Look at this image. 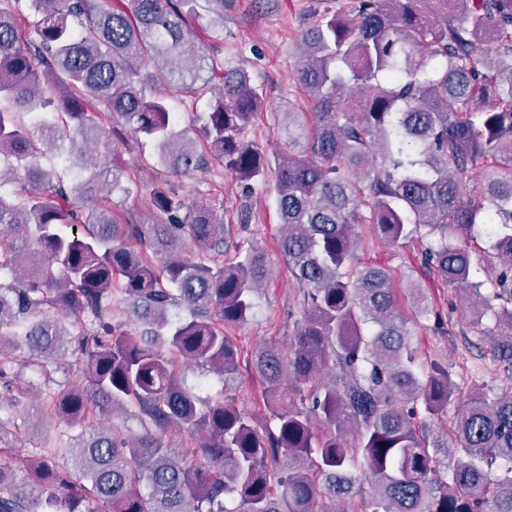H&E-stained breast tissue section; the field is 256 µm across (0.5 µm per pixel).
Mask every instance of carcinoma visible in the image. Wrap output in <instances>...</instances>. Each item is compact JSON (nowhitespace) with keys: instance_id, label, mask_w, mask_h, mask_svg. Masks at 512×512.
Wrapping results in <instances>:
<instances>
[{"instance_id":"carcinoma-1","label":"carcinoma","mask_w":512,"mask_h":512,"mask_svg":"<svg viewBox=\"0 0 512 512\" xmlns=\"http://www.w3.org/2000/svg\"><path fill=\"white\" fill-rule=\"evenodd\" d=\"M20 2L0 0V162H16L0 188L24 183L17 200L0 193V512H340L356 498L353 512H512V0H438L459 12L442 24L427 0L321 15L290 73L309 110L288 113L273 162L242 137L262 96L193 37L224 26V0H204L206 25L198 0H26L28 37ZM205 71L222 79L199 128L211 159L173 132L156 93L176 77L192 90ZM128 134L177 174L214 161L246 185L275 176L278 250L303 316L288 355L257 359L263 427L224 392L202 396L177 363L234 378L224 327L254 315L270 260L237 243L218 261L223 218L167 184L149 221L80 204L125 190L105 165ZM361 224L392 247L421 243L422 267L462 291L469 325L495 321L508 384H474L455 446L441 428L456 399L448 360L419 372L399 309L444 334L445 321L415 282L401 296L389 270L355 264ZM126 303L138 331L113 321ZM19 353L44 387L22 383L8 361ZM73 356L83 382L53 385L48 365ZM33 408L83 427L59 443L71 465L5 460L13 416ZM173 427L191 451L166 445Z\"/></svg>"}]
</instances>
